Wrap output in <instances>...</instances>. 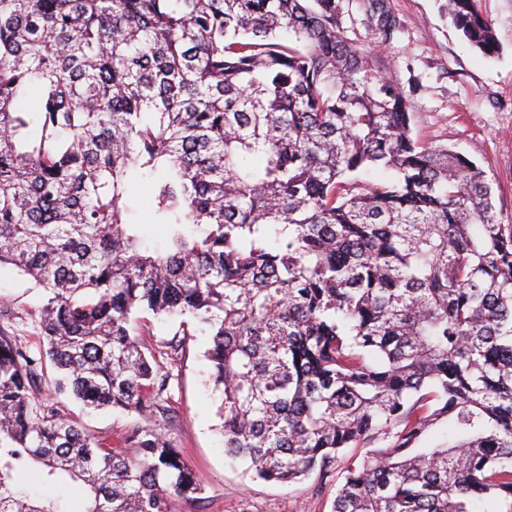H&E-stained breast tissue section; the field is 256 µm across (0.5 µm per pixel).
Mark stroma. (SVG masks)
Listing matches in <instances>:
<instances>
[{"instance_id":"1","label":"stroma","mask_w":512,"mask_h":512,"mask_svg":"<svg viewBox=\"0 0 512 512\" xmlns=\"http://www.w3.org/2000/svg\"><path fill=\"white\" fill-rule=\"evenodd\" d=\"M336 2L346 40L369 54L375 71L409 95L414 138L425 146L448 147L480 166L492 183L499 221L512 224V0L476 2L496 33L498 51L491 57L474 50L456 30L443 8L445 0H383L398 25L387 40L362 0ZM44 301L42 289L16 268L0 266V334L38 360L46 348L39 318ZM178 329L174 318L150 321L141 331L149 354L170 374L164 412L148 416L86 409L72 393L54 392L50 367L42 390L92 437L117 443L144 427L178 448L201 492L195 499L175 501L174 512H331L336 479L315 471L299 483H267L225 456L221 394L205 357L210 337L192 328L184 350L168 353Z\"/></svg>"}]
</instances>
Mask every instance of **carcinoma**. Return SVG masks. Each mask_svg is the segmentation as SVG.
Here are the masks:
<instances>
[{
  "label": "carcinoma",
  "instance_id": "carcinoma-1",
  "mask_svg": "<svg viewBox=\"0 0 512 512\" xmlns=\"http://www.w3.org/2000/svg\"><path fill=\"white\" fill-rule=\"evenodd\" d=\"M485 56L493 24L447 0ZM409 97L336 0H0V265L47 294L45 355L85 407L155 412L144 314L208 329L224 454L336 473L332 512H512V224L471 160L412 137ZM152 181L144 247L127 219ZM0 336V512H172L199 483L37 396ZM46 493L33 500L20 478Z\"/></svg>",
  "mask_w": 512,
  "mask_h": 512
}]
</instances>
